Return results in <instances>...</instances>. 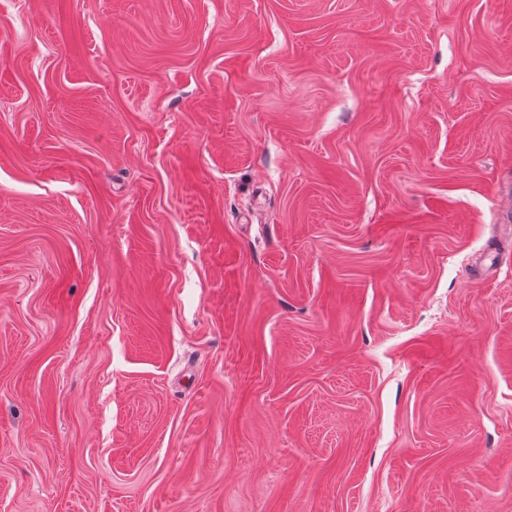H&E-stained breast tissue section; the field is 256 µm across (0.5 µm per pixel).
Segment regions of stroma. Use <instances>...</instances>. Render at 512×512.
Returning a JSON list of instances; mask_svg holds the SVG:
<instances>
[{"instance_id":"35a3bbf8","label":"stroma","mask_w":512,"mask_h":512,"mask_svg":"<svg viewBox=\"0 0 512 512\" xmlns=\"http://www.w3.org/2000/svg\"><path fill=\"white\" fill-rule=\"evenodd\" d=\"M512 0H0V512H512Z\"/></svg>"}]
</instances>
